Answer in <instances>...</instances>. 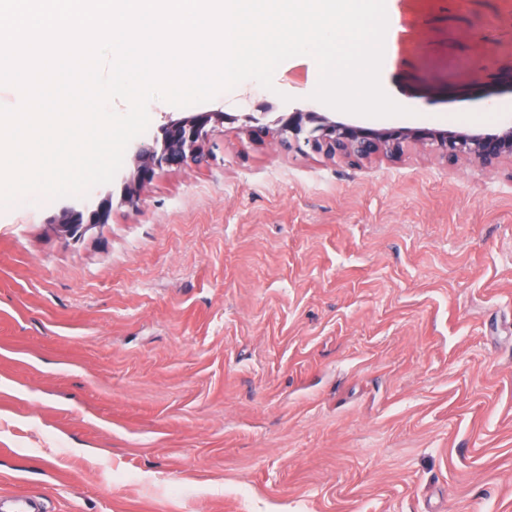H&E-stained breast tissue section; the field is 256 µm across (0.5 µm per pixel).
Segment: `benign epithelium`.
<instances>
[{
  "label": "benign epithelium",
  "mask_w": 512,
  "mask_h": 512,
  "mask_svg": "<svg viewBox=\"0 0 512 512\" xmlns=\"http://www.w3.org/2000/svg\"><path fill=\"white\" fill-rule=\"evenodd\" d=\"M226 120L222 111L198 112L168 121L152 143L134 144L133 171L122 186V203L138 209L145 189L160 170L199 168L211 161L212 140ZM244 131L249 138L284 151L314 153L351 166L376 158L398 159L411 145L452 162L464 159L491 167L503 160L512 161L511 126L496 133L471 129H376L333 120L313 110H296L272 124L257 122ZM112 206V194H100L90 202L63 207L60 217L50 225L65 240L79 239L89 229L110 223Z\"/></svg>",
  "instance_id": "obj_1"
}]
</instances>
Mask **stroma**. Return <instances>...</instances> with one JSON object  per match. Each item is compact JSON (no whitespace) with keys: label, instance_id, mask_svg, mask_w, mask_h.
Returning <instances> with one entry per match:
<instances>
[{"label":"stroma","instance_id":"1","mask_svg":"<svg viewBox=\"0 0 512 512\" xmlns=\"http://www.w3.org/2000/svg\"><path fill=\"white\" fill-rule=\"evenodd\" d=\"M381 83L413 116L512 125V0H386ZM274 90L148 106L231 116L203 168L78 241L62 200L0 207V488L52 512H512V162L419 147L354 167L248 139Z\"/></svg>","mask_w":512,"mask_h":512}]
</instances>
